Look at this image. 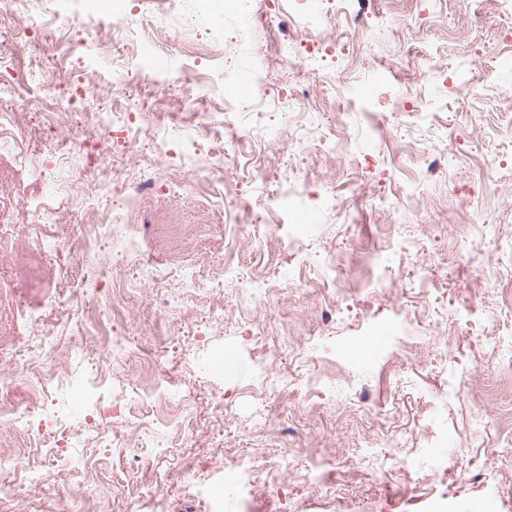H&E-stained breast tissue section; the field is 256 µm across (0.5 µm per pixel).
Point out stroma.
Returning a JSON list of instances; mask_svg holds the SVG:
<instances>
[{
    "label": "stroma",
    "instance_id": "1",
    "mask_svg": "<svg viewBox=\"0 0 512 512\" xmlns=\"http://www.w3.org/2000/svg\"><path fill=\"white\" fill-rule=\"evenodd\" d=\"M308 0H249L263 33L250 44L267 108L241 88L236 142L196 116L224 108V44L240 26L224 0H148L122 12L83 0H13L33 18L0 75L17 83L12 107L28 135L29 163L58 185L44 193L26 167L0 159L10 198V246L0 250V294L22 296L0 312V376L36 407L23 423L0 422L28 449L0 470L14 512H512V0H374L369 28L324 15L346 57L307 43L290 61L277 46L309 25ZM127 24L111 57L96 52L111 24ZM318 100L279 124L299 82ZM71 101L75 139L66 160L43 150L37 114L44 89ZM153 112L167 142L166 169L149 152L99 130L95 115L130 103ZM345 138L330 155L320 139ZM227 147L223 173L193 189L174 177ZM440 159L435 177L424 174ZM151 179L141 209L139 258L120 228L105 247L41 257L55 238L80 250L86 207H112ZM297 210L271 205L285 184ZM333 186L342 206L325 205ZM394 201L381 211L375 196ZM66 215L39 224L36 208ZM302 235L304 247L288 241ZM233 274L221 296L185 288L208 280L225 252ZM155 272L140 274L141 262ZM132 289L129 308L105 303L99 266ZM174 296L168 313L149 306ZM39 315L61 339L64 378L42 377ZM126 334L127 352L104 359L101 342ZM399 337L393 356L370 337ZM158 353L164 394L146 401L142 353ZM233 357L236 371L224 369ZM473 378L481 401L461 394ZM137 456V491L125 492ZM254 460L252 471L230 462ZM230 470V469H229Z\"/></svg>",
    "mask_w": 512,
    "mask_h": 512
}]
</instances>
